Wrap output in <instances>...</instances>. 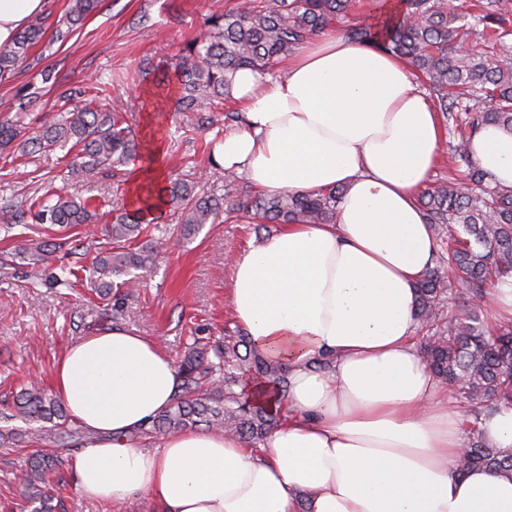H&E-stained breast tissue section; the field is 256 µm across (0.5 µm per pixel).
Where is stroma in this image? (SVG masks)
Listing matches in <instances>:
<instances>
[{"label": "stroma", "mask_w": 512, "mask_h": 512, "mask_svg": "<svg viewBox=\"0 0 512 512\" xmlns=\"http://www.w3.org/2000/svg\"><path fill=\"white\" fill-rule=\"evenodd\" d=\"M235 2L102 0L66 39L44 34L31 50L32 67L0 81V122L14 116L19 95L35 100L32 117L37 120L43 111L63 112L76 106V99L65 98V90L96 87L101 102L123 105L133 113L140 148L162 145L164 175L192 181L204 191L223 187V169L208 162L214 131H184L173 105H166L159 115L151 101L159 78L175 79L180 50L205 33L206 18ZM47 70L53 81H44ZM69 160L66 150L58 149L14 156L0 169V409L11 406L24 385L35 382L51 388L55 364L69 346L116 325L155 342L174 358L193 337L223 336L225 329L236 326L228 303L234 259L268 236L259 225L232 219L179 237L160 255L135 297L125 303L122 320L113 322L110 306L97 300L88 282L69 284L58 275L64 266H90L107 242L105 227L113 206L131 203L129 185H117L109 175L79 182L80 197L96 201V215L91 223L75 229L72 246L50 254L37 266L23 254L27 229L12 221L37 187L34 173L65 185ZM41 445L34 439L23 447L0 446V512H33L16 474ZM61 474L60 512H159L145 495L116 507L87 501L74 485L70 468H63Z\"/></svg>", "instance_id": "1"}]
</instances>
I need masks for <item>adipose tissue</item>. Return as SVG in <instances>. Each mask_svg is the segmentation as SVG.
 <instances>
[{"label": "adipose tissue", "instance_id": "obj_1", "mask_svg": "<svg viewBox=\"0 0 512 512\" xmlns=\"http://www.w3.org/2000/svg\"><path fill=\"white\" fill-rule=\"evenodd\" d=\"M44 0H0V47ZM412 65L328 31L271 77L239 71L242 128L214 147L224 168L264 192L342 188L333 224H287L235 259L229 303L255 346L289 366L264 446L186 429L146 450L133 432L179 390L174 359L131 331L70 346L53 385L97 433L71 461L84 497L146 495L164 512H512V471L459 473L461 414L414 341L415 287L432 267L418 202L445 139ZM473 161L512 187V133L484 126ZM328 356L333 368L312 367Z\"/></svg>", "mask_w": 512, "mask_h": 512}]
</instances>
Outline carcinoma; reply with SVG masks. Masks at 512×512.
Returning a JSON list of instances; mask_svg holds the SVG:
<instances>
[{
    "label": "carcinoma",
    "instance_id": "cac0c4a2",
    "mask_svg": "<svg viewBox=\"0 0 512 512\" xmlns=\"http://www.w3.org/2000/svg\"><path fill=\"white\" fill-rule=\"evenodd\" d=\"M101 0H70L56 37L64 39ZM404 15L386 34L369 26L352 27L353 42L380 46L408 60L422 74L439 110L448 122V166L464 170L476 190L464 192L452 179L425 189L420 205L440 249L436 264L417 284L416 319L422 331L420 348L430 371L454 386L465 405L462 429L466 450L458 474L473 467L512 471V455L491 447L483 437L482 417L501 404L512 405V326L492 332L476 311L445 318L444 298L453 295L468 304L483 297L485 286L512 277V187L492 183L488 173L470 155L473 136L485 125L512 132V29L498 16V0H487L479 12L450 10L444 0H402ZM351 0H240L206 23L209 32L186 43L177 63V110L189 131L227 127L243 122L241 113L224 110L235 74L242 69L268 71L290 56L310 36L323 32L348 12ZM46 18L36 16L0 49V80L30 66V49L46 32ZM481 39L482 50L461 52L459 47ZM32 101L19 98L16 114L0 124V152L18 147L29 155L69 146L73 156L68 173L90 179L112 171L123 175L135 161L147 185L137 207L112 209L106 235L112 249L92 261L90 282L99 297L113 300L112 318L140 283V272L151 267L166 242L176 235L199 231L205 224L232 218L240 211L259 224H334L342 189L317 195L288 190L247 195L228 203L237 193L236 179L224 177V195L200 194L195 185L171 176L156 182L160 151L147 157L139 152L126 110L97 103L45 120L40 130L29 131ZM88 202L66 186L49 188L30 200L24 213L36 225L74 227L91 217ZM169 209L175 223L165 230L155 224L154 212ZM158 237H153V234ZM35 262L63 244L32 238ZM178 395L167 408L143 425L140 438L166 436L185 428L204 427L230 433L254 445L265 442L280 422V411L236 393L244 373L288 390V365L259 352L249 335L225 331L221 339L196 337L177 361ZM20 421L21 428L14 425ZM67 409L56 395L36 387L17 394L13 410L0 412V441L19 444L42 435L58 448L90 444L95 433L71 426ZM63 461L50 449L32 452L18 476L26 497L38 504L35 512H55L57 482L52 479Z\"/></svg>",
    "mask_w": 512,
    "mask_h": 512
}]
</instances>
